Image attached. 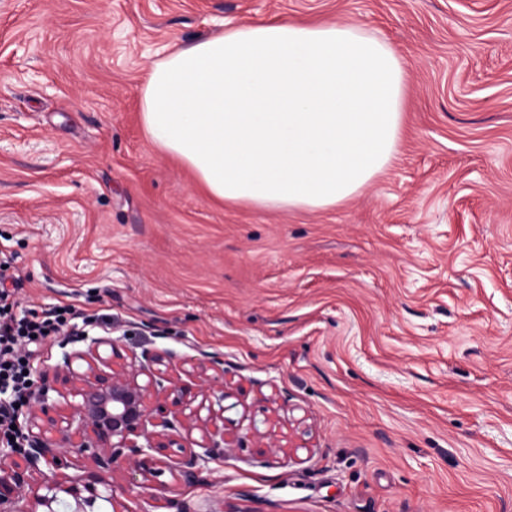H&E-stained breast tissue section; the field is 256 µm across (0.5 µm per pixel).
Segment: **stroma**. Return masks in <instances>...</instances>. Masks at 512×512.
<instances>
[{
	"instance_id": "stroma-1",
	"label": "stroma",
	"mask_w": 512,
	"mask_h": 512,
	"mask_svg": "<svg viewBox=\"0 0 512 512\" xmlns=\"http://www.w3.org/2000/svg\"><path fill=\"white\" fill-rule=\"evenodd\" d=\"M282 17L408 62L395 160L327 210L224 203L141 122L166 51ZM1 258L84 320L35 373L102 339L172 455L233 442L71 458L99 512H512V0H0Z\"/></svg>"
}]
</instances>
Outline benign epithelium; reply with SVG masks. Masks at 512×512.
I'll return each mask as SVG.
<instances>
[{"label":"benign epithelium","mask_w":512,"mask_h":512,"mask_svg":"<svg viewBox=\"0 0 512 512\" xmlns=\"http://www.w3.org/2000/svg\"><path fill=\"white\" fill-rule=\"evenodd\" d=\"M103 344L93 339L88 350L78 352L64 363V370L54 379L42 373L38 376L34 391V405L26 417L27 447L14 452L23 458L28 467L38 471L45 467L52 476L47 486L48 494L36 499L35 506L54 512L52 503L62 492L72 496L81 506L79 512H95L97 489L81 486L58 478V471L65 466L64 459L82 456L92 448H109L112 454L107 463L113 464L121 450L128 449L134 456L152 459L167 456V450L175 441L165 433L169 422L165 419L150 420L146 405L149 385L137 381L135 370L114 371L99 354ZM84 361L87 369L80 373L73 362ZM66 399L67 411L54 415L57 403L50 401V393ZM217 445L201 441L189 454L174 461L181 468L199 470L215 460ZM24 480V474L10 465L0 467V504L9 501L12 485Z\"/></svg>","instance_id":"1"}]
</instances>
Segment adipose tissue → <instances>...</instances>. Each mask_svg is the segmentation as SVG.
I'll return each mask as SVG.
<instances>
[{"label":"adipose tissue","instance_id":"adipose-tissue-1","mask_svg":"<svg viewBox=\"0 0 512 512\" xmlns=\"http://www.w3.org/2000/svg\"><path fill=\"white\" fill-rule=\"evenodd\" d=\"M407 62L352 21H242L150 68L146 134L217 199L326 210L369 185L401 140Z\"/></svg>","mask_w":512,"mask_h":512}]
</instances>
